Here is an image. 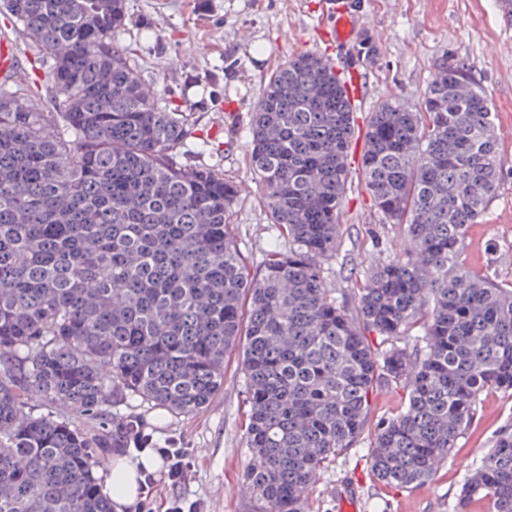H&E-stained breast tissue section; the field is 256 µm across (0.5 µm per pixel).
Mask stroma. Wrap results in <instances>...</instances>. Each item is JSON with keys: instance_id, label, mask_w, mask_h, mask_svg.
Wrapping results in <instances>:
<instances>
[{"instance_id": "35a3bbf8", "label": "stroma", "mask_w": 512, "mask_h": 512, "mask_svg": "<svg viewBox=\"0 0 512 512\" xmlns=\"http://www.w3.org/2000/svg\"><path fill=\"white\" fill-rule=\"evenodd\" d=\"M322 0H127L128 17L117 41L128 51L160 99L190 112L194 136L183 149L193 165L223 170L242 189L229 225L249 266L262 263L279 232L270 224L248 162L249 121L264 82L289 58L328 52L356 67L365 95L354 106L356 125L382 101L396 97L417 106L442 56L455 58L482 88L494 113L504 159L499 191L479 223L470 225L459 261L477 275L512 284V20L497 0H355L364 19L358 35L377 46L375 63L357 61L353 47H328L318 27ZM341 247L325 263L336 288L357 286L370 264L398 253L402 231L381 223L360 176H353L341 218ZM114 413L136 421L146 448L173 443L188 449L191 478L174 487L156 470L136 512H164L178 494L199 502L200 512H255L239 486L249 462L243 445L246 402L237 355L227 357L224 389L194 416L144 411L123 402ZM512 424V391H484L447 461L427 481L390 488L374 480L369 440L339 457L311 495L310 512H340L336 490L358 489V512H456L465 480ZM466 467H459V460Z\"/></svg>"}]
</instances>
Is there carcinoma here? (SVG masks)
Returning a JSON list of instances; mask_svg holds the SVG:
<instances>
[{
	"mask_svg": "<svg viewBox=\"0 0 512 512\" xmlns=\"http://www.w3.org/2000/svg\"><path fill=\"white\" fill-rule=\"evenodd\" d=\"M49 57L52 111L0 78V512H112L95 448L127 443L124 417L84 420L119 397L193 416L243 346L256 512H309L320 473L355 447L383 383L407 403L378 425L374 479L431 478L487 389L512 390V288L458 262L503 160L484 91L444 58L418 111L370 113L361 172L402 251L361 287H328L351 183L354 116L319 55L289 58L250 119L249 165L284 244L255 270L228 234L240 189L178 160L188 115L159 98L115 39L126 0H0ZM379 338L373 346L370 335ZM420 347L408 351L411 343ZM512 512V426L459 504Z\"/></svg>",
	"mask_w": 512,
	"mask_h": 512,
	"instance_id": "1",
	"label": "carcinoma"
}]
</instances>
